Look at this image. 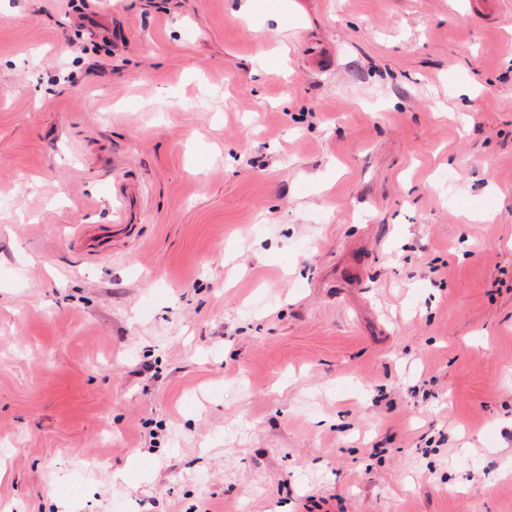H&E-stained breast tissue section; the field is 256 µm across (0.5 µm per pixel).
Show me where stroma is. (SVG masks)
<instances>
[{
	"label": "stroma",
	"instance_id": "stroma-1",
	"mask_svg": "<svg viewBox=\"0 0 512 512\" xmlns=\"http://www.w3.org/2000/svg\"><path fill=\"white\" fill-rule=\"evenodd\" d=\"M465 3L0 0V512H512V0ZM130 224H124V215L121 206H118L115 212L114 224L109 232L92 236L85 239V245L87 250L93 255H100L110 250L109 243L112 236H116L120 233L125 232Z\"/></svg>",
	"mask_w": 512,
	"mask_h": 512
}]
</instances>
